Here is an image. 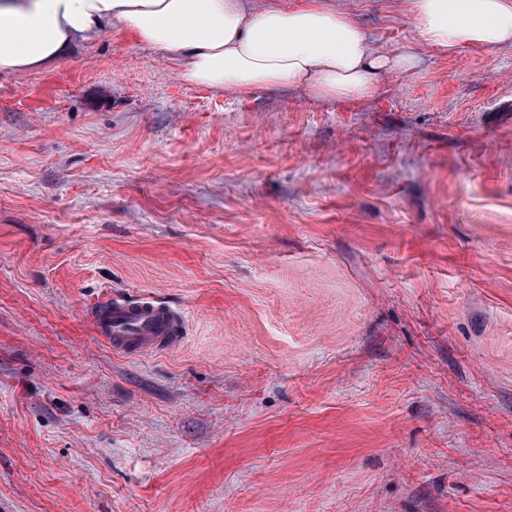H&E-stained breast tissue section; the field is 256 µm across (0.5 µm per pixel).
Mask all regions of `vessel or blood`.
<instances>
[{"instance_id": "obj_1", "label": "vessel or blood", "mask_w": 512, "mask_h": 512, "mask_svg": "<svg viewBox=\"0 0 512 512\" xmlns=\"http://www.w3.org/2000/svg\"><path fill=\"white\" fill-rule=\"evenodd\" d=\"M96 335L116 352L157 354L182 339L184 315L143 297L130 302L108 299L90 312Z\"/></svg>"}]
</instances>
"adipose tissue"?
<instances>
[{
	"label": "adipose tissue",
	"instance_id": "adipose-tissue-1",
	"mask_svg": "<svg viewBox=\"0 0 512 512\" xmlns=\"http://www.w3.org/2000/svg\"><path fill=\"white\" fill-rule=\"evenodd\" d=\"M410 12L417 45L512 47V0H410ZM115 26L178 62L186 82L234 93L303 87L371 99L392 72L420 63L414 48L382 52L322 0H0V74L50 69Z\"/></svg>",
	"mask_w": 512,
	"mask_h": 512
}]
</instances>
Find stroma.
Returning <instances> with one entry per match:
<instances>
[{
  "instance_id": "1",
  "label": "stroma",
  "mask_w": 512,
  "mask_h": 512,
  "mask_svg": "<svg viewBox=\"0 0 512 512\" xmlns=\"http://www.w3.org/2000/svg\"><path fill=\"white\" fill-rule=\"evenodd\" d=\"M418 53L353 101L117 28L0 76V512H512V48ZM111 295L180 344L114 352ZM96 335L123 354H157L183 338L185 316L151 298H110L90 312Z\"/></svg>"
}]
</instances>
